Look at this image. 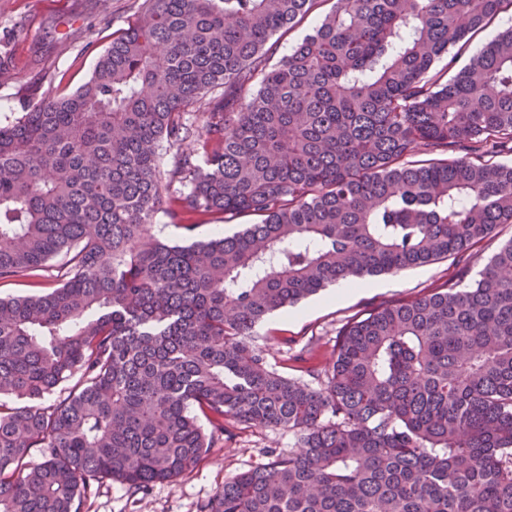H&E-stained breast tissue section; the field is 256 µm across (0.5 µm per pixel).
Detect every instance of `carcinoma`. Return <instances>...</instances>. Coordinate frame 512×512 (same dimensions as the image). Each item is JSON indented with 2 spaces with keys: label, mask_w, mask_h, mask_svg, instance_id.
Listing matches in <instances>:
<instances>
[{
  "label": "carcinoma",
  "mask_w": 512,
  "mask_h": 512,
  "mask_svg": "<svg viewBox=\"0 0 512 512\" xmlns=\"http://www.w3.org/2000/svg\"><path fill=\"white\" fill-rule=\"evenodd\" d=\"M321 2L143 0L85 83L0 126V278L64 270L0 298V512H81L97 478L171 481L228 420L304 451L199 512H512V239L471 284L350 324L325 372L302 351L317 387L255 344L330 285L512 224V164L495 161L512 152V28L428 77L512 0H336L270 63ZM450 148L465 155L408 160ZM160 213L189 233L262 220L180 245L145 236ZM335 1L336 0H330L325 2L318 10L300 20L291 29L283 30L276 35L267 46L270 63H276L284 55L288 54V52L312 30L318 17L333 8ZM58 263L50 262L48 267L21 277L0 279V297H16L43 293L58 287L61 277ZM59 274V276H57Z\"/></svg>",
  "instance_id": "carcinoma-1"
}]
</instances>
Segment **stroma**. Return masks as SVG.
<instances>
[{
	"mask_svg": "<svg viewBox=\"0 0 512 512\" xmlns=\"http://www.w3.org/2000/svg\"><path fill=\"white\" fill-rule=\"evenodd\" d=\"M143 0H0V57L7 58V72L0 77V124L28 111L48 86L69 93L90 77L113 33L126 28ZM512 25V11L500 13L484 33H471L435 65L433 72L450 80L464 68L484 44V35H495ZM254 214H227L200 219L193 232L157 216L150 235L175 244L230 234L258 223ZM512 239V224L499 225L492 237L467 253L465 261L448 257L430 264L376 276L372 288L355 283L342 299L322 291L295 307L279 311L258 329V344L268 364L297 380L307 375L293 359L300 349L316 351L318 365L329 360L339 333L371 310L417 298L454 285L472 282L498 248ZM57 263L21 277L0 279V297L43 293L58 287ZM295 433L272 431L227 422L223 440L210 448L191 471L170 482L152 485L144 494L130 496L119 483L103 479L94 483L83 512H198L207 500L235 474L271 462L281 452L298 451Z\"/></svg>",
	"mask_w": 512,
	"mask_h": 512,
	"instance_id": "35a3bbf8",
	"label": "stroma"
}]
</instances>
